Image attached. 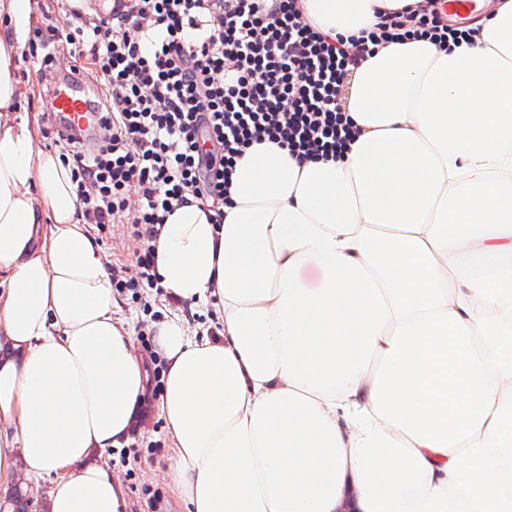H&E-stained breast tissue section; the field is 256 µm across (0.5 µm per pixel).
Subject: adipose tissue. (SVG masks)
Here are the masks:
<instances>
[{"mask_svg": "<svg viewBox=\"0 0 512 512\" xmlns=\"http://www.w3.org/2000/svg\"><path fill=\"white\" fill-rule=\"evenodd\" d=\"M407 2L302 5L347 36ZM30 9L7 0L0 37V490L22 470L49 512H126L105 454L149 364L69 169L8 110ZM346 110L343 155L253 145L223 224L192 203L155 241L160 286L222 315L154 337L184 512H512V0L473 43L380 47Z\"/></svg>", "mask_w": 512, "mask_h": 512, "instance_id": "obj_1", "label": "adipose tissue"}]
</instances>
